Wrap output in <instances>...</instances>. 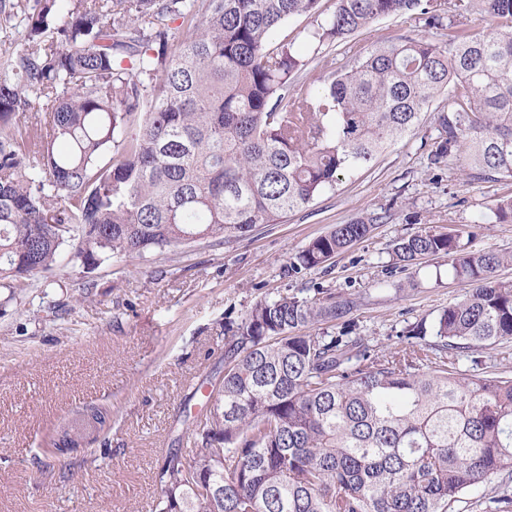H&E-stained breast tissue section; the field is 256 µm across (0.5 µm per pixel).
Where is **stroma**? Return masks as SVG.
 I'll use <instances>...</instances> for the list:
<instances>
[{
	"label": "stroma",
	"instance_id": "obj_1",
	"mask_svg": "<svg viewBox=\"0 0 512 512\" xmlns=\"http://www.w3.org/2000/svg\"><path fill=\"white\" fill-rule=\"evenodd\" d=\"M441 26L415 15L374 21L356 36L372 49L402 37L441 41ZM437 115L371 163L277 224L216 246L181 245L144 259L108 260L94 270L55 266L31 288H0V512H152L166 456L190 447L193 393L224 366V337L260 300L323 286L354 307L336 328L372 349L396 343L438 315L468 288L449 261L397 268L394 243L422 230L466 229L467 250L512 257V220L497 221V202L512 179L473 177L464 157L430 167ZM384 223L337 256L330 273L283 269L310 240L375 213ZM109 409L111 427L59 454L49 441L90 407Z\"/></svg>",
	"mask_w": 512,
	"mask_h": 512
}]
</instances>
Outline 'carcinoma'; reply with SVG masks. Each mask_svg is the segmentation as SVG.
<instances>
[{
	"label": "carcinoma",
	"mask_w": 512,
	"mask_h": 512,
	"mask_svg": "<svg viewBox=\"0 0 512 512\" xmlns=\"http://www.w3.org/2000/svg\"><path fill=\"white\" fill-rule=\"evenodd\" d=\"M318 0H35L10 8L27 47L0 74V288L16 296L71 261L93 270L180 244H226L276 224L371 162L435 111L440 167L512 178V0H334L306 38L274 42ZM476 10L507 28L480 35ZM448 18L447 39L406 37L363 53L321 86L310 63L381 17ZM179 20L175 49L168 21ZM137 127L130 136L128 130ZM112 153L114 157L104 160ZM384 215L338 224L284 275L328 269ZM461 233L399 240L406 268L446 257L470 283L434 324L382 354L360 337L308 334L353 303L329 288L256 303L226 342L201 447L170 453L157 512H457L496 477L486 512H512V377L468 374L512 341L507 259Z\"/></svg>",
	"instance_id": "cac0c4a2"
}]
</instances>
